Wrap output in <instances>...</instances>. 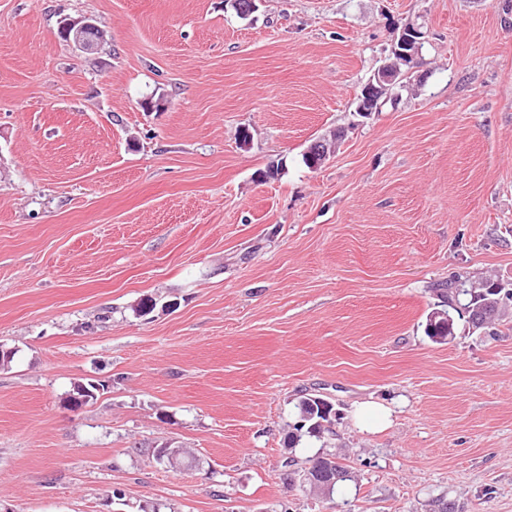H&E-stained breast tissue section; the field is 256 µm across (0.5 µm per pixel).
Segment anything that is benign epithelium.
Listing matches in <instances>:
<instances>
[{"label": "benign epithelium", "mask_w": 512, "mask_h": 512, "mask_svg": "<svg viewBox=\"0 0 512 512\" xmlns=\"http://www.w3.org/2000/svg\"><path fill=\"white\" fill-rule=\"evenodd\" d=\"M99 26L90 18L64 19L60 22V37L86 54L96 53L102 46V40L93 36ZM422 49L421 32L407 28L390 50L389 55L374 70L357 97L356 112L367 118L380 110L381 105L391 97L397 96L396 87L403 78L400 64L417 59ZM94 392L80 383L74 387L67 400V406L78 409L90 400ZM156 461L171 469L187 468V455L184 449L166 443L155 449Z\"/></svg>", "instance_id": "1"}]
</instances>
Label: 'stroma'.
I'll use <instances>...</instances> for the list:
<instances>
[{
  "mask_svg": "<svg viewBox=\"0 0 512 512\" xmlns=\"http://www.w3.org/2000/svg\"><path fill=\"white\" fill-rule=\"evenodd\" d=\"M457 279L512 289V0H0V512H512V325L424 333ZM316 454L352 480L303 486ZM100 27L93 19H64L60 22V37L86 54L96 53L102 46L101 39L93 36ZM421 35L422 33L415 28L405 29L391 48L389 55L374 70L357 97L356 112L361 116L367 118L372 112H378L385 101L397 96V90L400 95V92L406 88L407 77L403 74L407 72L410 65L403 66L401 72L400 64L413 62L419 57L423 43ZM398 83L399 87L396 90ZM322 399V400H318ZM323 398L316 396L303 397L298 406V418L299 420L294 424V433L292 435V444L297 445L303 436L302 431L306 427V433L314 436V434H320L321 425L320 420L327 421V419L321 414V405L329 407L333 410V406ZM304 422V424H300ZM389 413L381 406L365 404L358 411V419L367 430H373L384 425L389 420ZM154 457L159 464L171 469H188L195 467V463L191 467H187L186 455L183 448L172 447L170 443H165L160 448H155Z\"/></svg>",
  "mask_w": 512,
  "mask_h": 512,
  "instance_id": "stroma-1",
  "label": "stroma"
}]
</instances>
